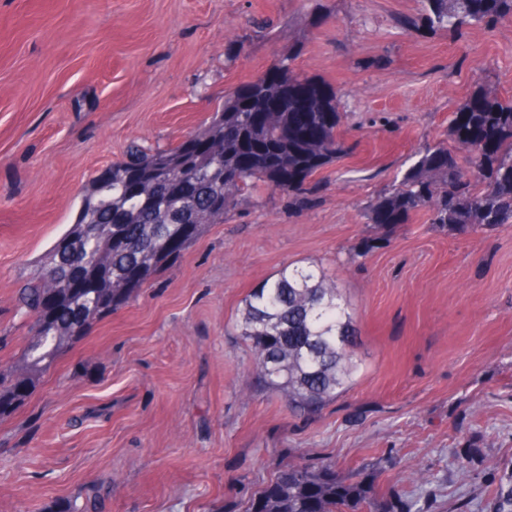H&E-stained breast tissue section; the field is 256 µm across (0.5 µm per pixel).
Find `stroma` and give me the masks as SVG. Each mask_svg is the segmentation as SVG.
I'll use <instances>...</instances> for the list:
<instances>
[{
    "label": "stroma",
    "instance_id": "obj_1",
    "mask_svg": "<svg viewBox=\"0 0 512 512\" xmlns=\"http://www.w3.org/2000/svg\"><path fill=\"white\" fill-rule=\"evenodd\" d=\"M423 0H0V363L14 296L127 145L173 147L290 59L341 88L350 151L299 211L262 189L97 321L0 418V512H245L279 469L332 462L385 512H489L512 469V229L451 234L366 207L484 86L512 96V20L403 30ZM268 16L270 32L252 20ZM335 277L359 369L312 416L260 385L232 335L290 264Z\"/></svg>",
    "mask_w": 512,
    "mask_h": 512
}]
</instances>
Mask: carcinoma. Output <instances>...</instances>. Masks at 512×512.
<instances>
[{
    "label": "carcinoma",
    "instance_id": "cac0c4a2",
    "mask_svg": "<svg viewBox=\"0 0 512 512\" xmlns=\"http://www.w3.org/2000/svg\"><path fill=\"white\" fill-rule=\"evenodd\" d=\"M425 24L457 36L512 17V0H423ZM230 94L204 128L179 145L145 151L136 142L111 177L83 188L75 222L37 273L18 289L16 313L39 325L20 359L0 365V417L21 405L33 375L112 314L193 239L257 188L303 210L317 200L312 177L347 151L338 135L343 93L285 63ZM370 204V220L407 224L419 212L450 233L512 228V98L473 91L458 106L447 139ZM258 378L288 403L315 413L345 391L357 368L356 326L336 280L318 266L289 264L253 289L233 324ZM101 492L63 512H98ZM494 512H512V473ZM247 512H374L333 466L290 464Z\"/></svg>",
    "mask_w": 512,
    "mask_h": 512
}]
</instances>
